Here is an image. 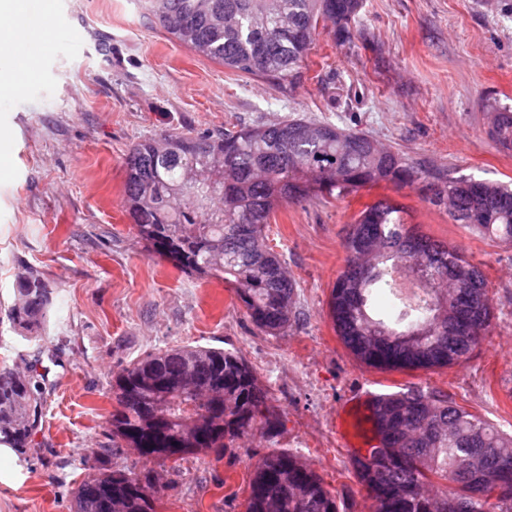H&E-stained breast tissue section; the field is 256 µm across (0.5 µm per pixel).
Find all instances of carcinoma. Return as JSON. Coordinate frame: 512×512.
<instances>
[{
  "mask_svg": "<svg viewBox=\"0 0 512 512\" xmlns=\"http://www.w3.org/2000/svg\"><path fill=\"white\" fill-rule=\"evenodd\" d=\"M362 0H146L151 21L179 43L225 67L294 85L319 24L343 42ZM488 135L512 152V107L488 105ZM175 142L171 157L161 141ZM194 168L213 191L194 192L183 174ZM427 181L426 200L456 224L512 246V187L451 174H431L370 138L331 124L292 118L220 133H163L138 143L126 161L124 192L138 235L151 255L182 272L224 281L251 321L276 335L299 320L296 284L264 234L284 200L348 196ZM405 207L381 198L366 205L344 238L345 268L336 279L330 317L344 345L379 369H430L456 364L486 335L493 307L482 271L453 246L407 227ZM422 263L431 280L405 301L394 278ZM387 287L396 298L376 317L369 298ZM53 289L21 266L4 309L10 328L37 340L45 333ZM116 406L107 418L112 440L143 459L179 460L221 454L261 429L281 430L268 394L237 351L177 346L124 368L112 383ZM371 421L382 452L354 457L358 483L374 512H512V494L471 491L493 477L512 485V436L457 405L439 390L408 388L376 396ZM43 417V386L33 368L0 369V445L21 457L34 445ZM152 478L101 469L74 492V512H156ZM246 512H338L323 478L288 452H271L255 467Z\"/></svg>",
  "mask_w": 512,
  "mask_h": 512,
  "instance_id": "cac0c4a2",
  "label": "carcinoma"
}]
</instances>
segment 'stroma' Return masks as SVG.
Returning a JSON list of instances; mask_svg holds the SVG:
<instances>
[{"mask_svg": "<svg viewBox=\"0 0 512 512\" xmlns=\"http://www.w3.org/2000/svg\"><path fill=\"white\" fill-rule=\"evenodd\" d=\"M54 42L22 93L0 94V309L18 264L54 302L42 340L0 334V367L44 373L45 417L25 458L0 450V512H73L97 468L150 471L157 512H246L268 453L299 455L339 512H372L352 458L370 434L374 395L448 393L512 435V246L473 235L425 199L422 184L281 203L268 227L296 283L300 319L271 336L214 278L151 257L124 196L125 158L165 130L198 134L303 117L350 127L430 172L512 180V153L486 133V107L512 104V0H363L345 44L320 30L298 82L282 88L197 55L148 19L142 0H55ZM389 198L412 225L478 266L495 317L457 364L369 367L343 344L329 300L348 224ZM200 345L240 352L283 429L253 431L223 457L144 461L116 446L105 420L112 377L147 352Z\"/></svg>", "mask_w": 512, "mask_h": 512, "instance_id": "stroma-1", "label": "stroma"}]
</instances>
